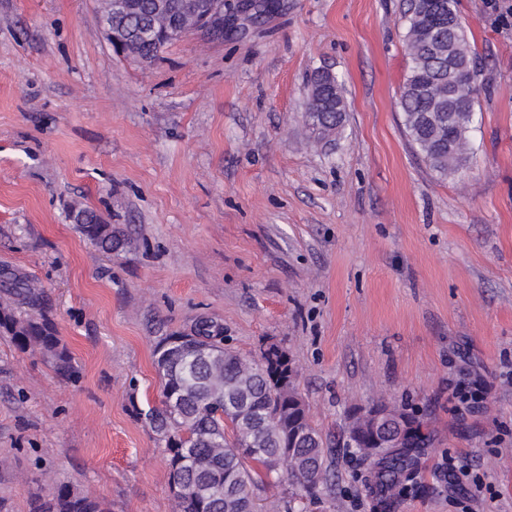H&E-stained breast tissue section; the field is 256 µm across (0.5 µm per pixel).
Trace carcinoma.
<instances>
[{
    "instance_id": "cac0c4a2",
    "label": "carcinoma",
    "mask_w": 512,
    "mask_h": 512,
    "mask_svg": "<svg viewBox=\"0 0 512 512\" xmlns=\"http://www.w3.org/2000/svg\"><path fill=\"white\" fill-rule=\"evenodd\" d=\"M431 0H410L405 41L410 57L400 90L399 107L405 133L430 168L456 174L469 162V132L482 85V64L472 50L464 26L436 39L428 23ZM123 19L142 32L131 53L154 58L165 46L155 38L156 0H124ZM346 104L340 83L321 87L309 101L313 129L325 135L344 120ZM85 223L77 229L100 251L122 244L121 231L91 210L79 209ZM45 291L13 272L0 275V336L21 352L37 349L60 375H71V355L54 321L44 313ZM204 339L186 332L163 337L155 346L161 404L140 413L145 425L165 443L169 485L176 512H256V490L263 478L288 481L289 498L303 502L330 486L327 466L331 447L312 424L309 406L294 383L296 371L288 355L271 348L258 358L224 347V326L201 318L193 326ZM410 434L396 448L372 457L374 477L389 495L399 475L411 466L410 451L429 441L420 424L403 409ZM264 469L259 476L251 466ZM30 512H109L92 493L67 484L50 488L31 502Z\"/></svg>"
}]
</instances>
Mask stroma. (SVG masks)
Here are the masks:
<instances>
[{"label": "stroma", "mask_w": 512, "mask_h": 512, "mask_svg": "<svg viewBox=\"0 0 512 512\" xmlns=\"http://www.w3.org/2000/svg\"><path fill=\"white\" fill-rule=\"evenodd\" d=\"M407 4L280 0L144 62L113 49L99 0H0V269L42 284L77 372L0 337V512L53 481L173 512L139 413L160 402L157 342L201 317L238 354H288L333 446L306 512H512V15L458 0L483 90L470 164L443 176L398 106ZM319 69L346 117L317 143ZM75 208L122 230L119 249L87 241ZM380 401L430 436L390 499L348 438ZM450 458L462 481L439 473Z\"/></svg>", "instance_id": "35a3bbf8"}]
</instances>
